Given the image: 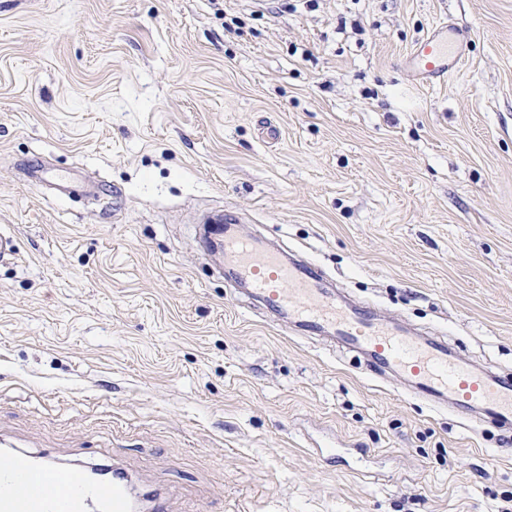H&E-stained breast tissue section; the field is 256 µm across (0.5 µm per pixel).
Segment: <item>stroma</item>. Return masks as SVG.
Masks as SVG:
<instances>
[{
    "instance_id": "stroma-1",
    "label": "stroma",
    "mask_w": 512,
    "mask_h": 512,
    "mask_svg": "<svg viewBox=\"0 0 512 512\" xmlns=\"http://www.w3.org/2000/svg\"><path fill=\"white\" fill-rule=\"evenodd\" d=\"M459 70L400 64L438 21ZM36 153L120 189L55 199ZM512 372V0H0V448L167 512H506L512 427L273 323L202 217Z\"/></svg>"
}]
</instances>
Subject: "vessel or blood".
<instances>
[{
    "mask_svg": "<svg viewBox=\"0 0 512 512\" xmlns=\"http://www.w3.org/2000/svg\"><path fill=\"white\" fill-rule=\"evenodd\" d=\"M469 31L440 22L403 58L419 79L439 81L459 66ZM27 181L48 184L57 197L69 196L75 181L50 172L34 155L24 164ZM241 217L217 216L209 232L210 252L222 253L226 276L297 331L336 341L362 355L369 375L393 374L412 394L448 407L456 416L479 414L491 425H512V375L467 361L439 336H422L384 318L370 303L352 304L329 288L320 267L290 259L261 238L242 235ZM57 471L46 455L20 453L0 465V512H131L125 484L115 478L82 475L62 493L46 491Z\"/></svg>",
    "mask_w": 512,
    "mask_h": 512,
    "instance_id": "1",
    "label": "vessel or blood"
}]
</instances>
